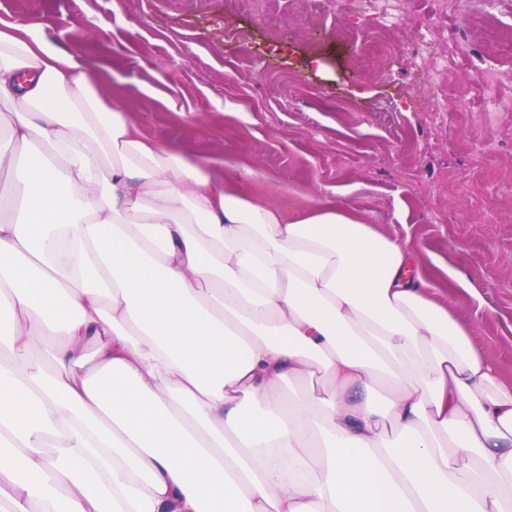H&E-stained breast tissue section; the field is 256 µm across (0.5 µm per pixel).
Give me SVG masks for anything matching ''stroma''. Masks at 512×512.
Segmentation results:
<instances>
[{"label": "stroma", "mask_w": 512, "mask_h": 512, "mask_svg": "<svg viewBox=\"0 0 512 512\" xmlns=\"http://www.w3.org/2000/svg\"><path fill=\"white\" fill-rule=\"evenodd\" d=\"M323 0H0V30L77 54L162 148L295 215L355 207L410 241L437 299L512 374V0H423L480 55L440 113L411 64L354 38Z\"/></svg>", "instance_id": "stroma-1"}]
</instances>
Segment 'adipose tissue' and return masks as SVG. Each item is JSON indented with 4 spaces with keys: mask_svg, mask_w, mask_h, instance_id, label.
<instances>
[{
    "mask_svg": "<svg viewBox=\"0 0 512 512\" xmlns=\"http://www.w3.org/2000/svg\"><path fill=\"white\" fill-rule=\"evenodd\" d=\"M0 104V512H512V378L408 243L218 181L35 34Z\"/></svg>",
    "mask_w": 512,
    "mask_h": 512,
    "instance_id": "obj_1",
    "label": "adipose tissue"
}]
</instances>
